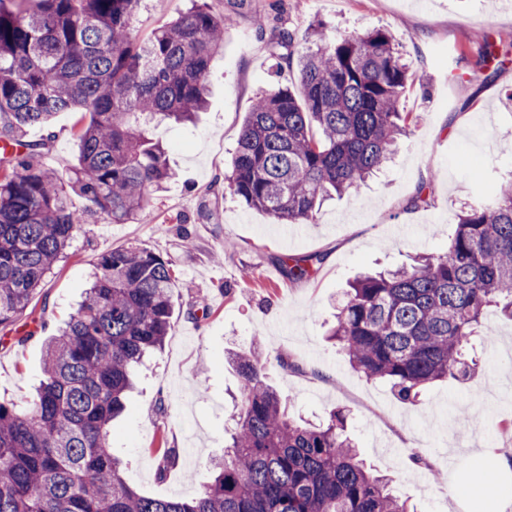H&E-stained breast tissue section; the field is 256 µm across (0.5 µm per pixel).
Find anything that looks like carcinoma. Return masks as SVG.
Wrapping results in <instances>:
<instances>
[{"label":"carcinoma","instance_id":"cac0c4a2","mask_svg":"<svg viewBox=\"0 0 512 512\" xmlns=\"http://www.w3.org/2000/svg\"><path fill=\"white\" fill-rule=\"evenodd\" d=\"M0 2V327L15 322L64 257L80 225L68 198L123 224L176 178L150 124L191 122L206 109L211 64L235 22L204 0L133 35L139 0ZM480 64L498 45L471 37ZM273 67L295 72L247 113L227 177L231 193L276 224L311 221L324 200L356 192L390 161L416 121L404 101L414 64L389 31L303 38L273 34ZM62 112H87L67 178L42 162ZM317 255L289 257L291 281L313 278ZM76 313L50 338L44 379L26 407L0 402V512H410L390 479L367 469L344 433L346 415L322 425L290 416L258 353L232 354L241 405L231 442L211 460L212 480L190 500L142 495L122 477L111 423L135 367L163 346L173 302L170 263L146 248L101 255ZM493 307L512 320V181L492 203L461 210L448 248L364 275L337 307L335 340L367 380L389 381L404 401L429 383L465 379L473 339Z\"/></svg>","mask_w":512,"mask_h":512}]
</instances>
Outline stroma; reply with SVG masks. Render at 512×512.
Segmentation results:
<instances>
[{"mask_svg":"<svg viewBox=\"0 0 512 512\" xmlns=\"http://www.w3.org/2000/svg\"><path fill=\"white\" fill-rule=\"evenodd\" d=\"M191 0H139L133 27L145 37L177 18ZM263 16L265 29L253 18ZM327 37L387 29L416 62L420 81L406 111L417 124L392 161L359 192L327 200L313 221L283 231L224 188L231 154L252 100L277 77L275 30L305 32L312 20ZM512 31V0H250L224 36L210 76L208 109L189 125L154 132L178 173L146 217L110 224L72 196L80 226L64 258L32 296L13 330L0 329V401L25 405L43 377L47 342L75 312L102 253L143 247L172 264L174 298L161 351L138 368V384L114 421L122 476L143 495L189 499L222 454L239 403L228 355L259 347L267 379L312 422L349 413L347 434L367 464L396 475L395 494L418 512H466L453 492L459 475L492 451L512 463V321L488 313L475 337L477 367L464 382L428 386L409 403L384 380L353 370L326 333L336 301L360 273L393 269L443 252L461 208L493 197L512 179V48L481 68L470 36ZM87 116L64 112L53 124L45 163L59 175L76 165V132ZM429 185L432 205L410 200ZM318 255L314 279L291 282L286 257ZM178 463L158 471L160 447ZM424 456L425 464L414 461Z\"/></svg>","mask_w":512,"mask_h":512,"instance_id":"1","label":"stroma"}]
</instances>
